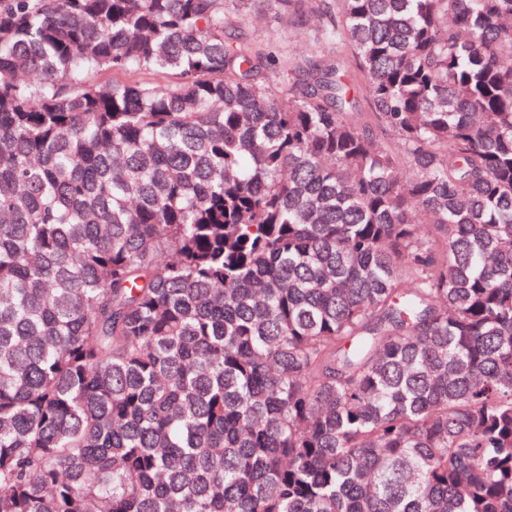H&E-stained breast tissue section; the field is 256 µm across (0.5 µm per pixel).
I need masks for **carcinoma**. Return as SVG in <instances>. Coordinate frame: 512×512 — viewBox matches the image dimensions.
Masks as SVG:
<instances>
[{"label": "carcinoma", "instance_id": "1", "mask_svg": "<svg viewBox=\"0 0 512 512\" xmlns=\"http://www.w3.org/2000/svg\"><path fill=\"white\" fill-rule=\"evenodd\" d=\"M251 2L0 0V512H512V0ZM283 13L258 11L256 17L228 33L233 38L262 42L276 57L288 52L296 57L310 56L314 48L313 37L321 29L322 21L307 3L299 4L290 15L288 11Z\"/></svg>", "mask_w": 512, "mask_h": 512}]
</instances>
